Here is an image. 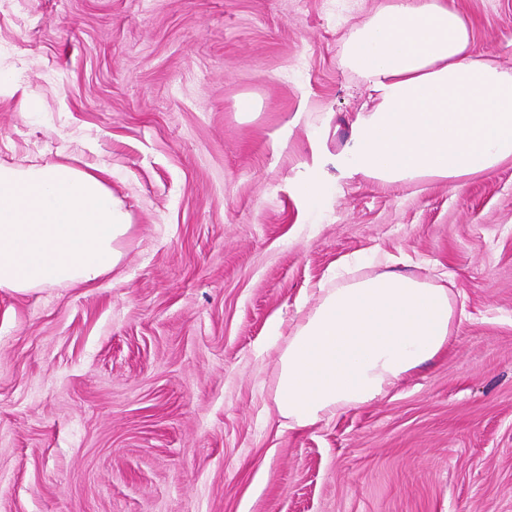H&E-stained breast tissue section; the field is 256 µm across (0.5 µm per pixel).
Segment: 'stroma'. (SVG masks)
I'll return each mask as SVG.
<instances>
[{
  "label": "stroma",
  "mask_w": 512,
  "mask_h": 512,
  "mask_svg": "<svg viewBox=\"0 0 512 512\" xmlns=\"http://www.w3.org/2000/svg\"><path fill=\"white\" fill-rule=\"evenodd\" d=\"M378 2L0 4V163L108 169L132 225L95 284L0 292V512H512V160L340 178L344 38ZM450 2L511 69L512 0ZM372 253L465 315L383 398L289 428L268 326Z\"/></svg>",
  "instance_id": "35a3bbf8"
}]
</instances>
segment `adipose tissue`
I'll list each match as a JSON object with an SVG mask.
<instances>
[{
    "mask_svg": "<svg viewBox=\"0 0 512 512\" xmlns=\"http://www.w3.org/2000/svg\"><path fill=\"white\" fill-rule=\"evenodd\" d=\"M344 62L369 103L332 158L341 177L457 182L512 158V70L478 57L444 0H385L351 31ZM130 230L96 170L0 163V291L94 282L121 263ZM313 293L276 363L274 403L292 429L386 395L442 351L456 319L445 286L395 270Z\"/></svg>",
    "mask_w": 512,
    "mask_h": 512,
    "instance_id": "adipose-tissue-1",
    "label": "adipose tissue"
}]
</instances>
